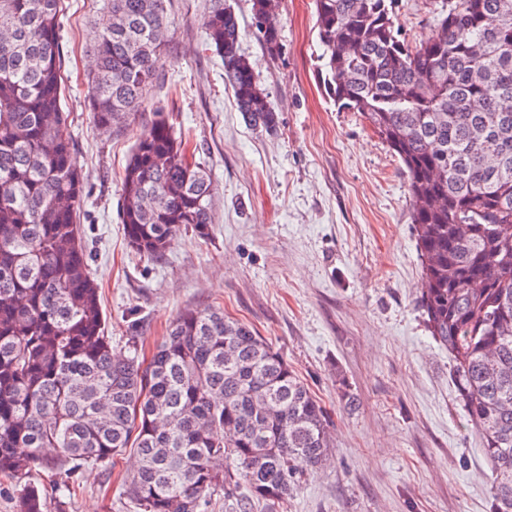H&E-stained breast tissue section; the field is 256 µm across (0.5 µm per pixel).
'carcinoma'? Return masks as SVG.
<instances>
[{
  "label": "carcinoma",
  "mask_w": 512,
  "mask_h": 512,
  "mask_svg": "<svg viewBox=\"0 0 512 512\" xmlns=\"http://www.w3.org/2000/svg\"><path fill=\"white\" fill-rule=\"evenodd\" d=\"M167 0H110L87 81L90 118L137 112L169 37ZM256 36L282 51L278 0H250ZM327 96L357 112L404 165L423 265L421 305L494 474L490 512H512V0H446L435 33L402 37L394 0H314ZM63 0H0V480L16 512H47L35 467L70 479L131 451L123 496L142 512L288 502L306 466L327 465L326 409L281 353L221 309H188L149 361L112 352L79 232L82 184L61 107ZM238 109L276 113L238 51L224 0L203 18ZM121 224L150 259L206 235L213 188L163 116L132 151ZM57 449L53 461L41 456Z\"/></svg>",
  "instance_id": "obj_1"
}]
</instances>
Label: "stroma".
Instances as JSON below:
<instances>
[{
	"label": "stroma",
	"instance_id": "1",
	"mask_svg": "<svg viewBox=\"0 0 512 512\" xmlns=\"http://www.w3.org/2000/svg\"><path fill=\"white\" fill-rule=\"evenodd\" d=\"M108 0H65L62 108L83 179L81 235L115 352L151 355L187 309L218 307L251 325L330 414L329 463L282 512H490L492 473L468 424L447 349L421 306L422 263L403 164L356 112L338 111L313 0H282V52L264 53L250 0H229L239 49L279 124L250 125L204 45L211 0H169L170 41L145 107L105 130L90 119L86 81ZM441 0H396L409 42L429 38ZM185 133L212 172L214 222L163 257L140 256L119 220L122 174L158 114ZM344 375L357 399L339 398ZM132 458L83 470L50 512H133L121 494Z\"/></svg>",
	"mask_w": 512,
	"mask_h": 512
}]
</instances>
